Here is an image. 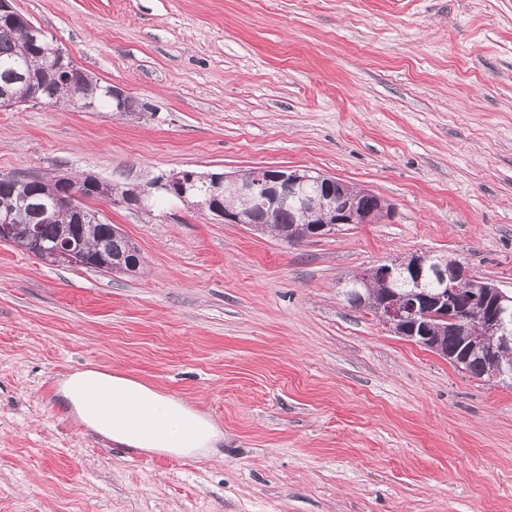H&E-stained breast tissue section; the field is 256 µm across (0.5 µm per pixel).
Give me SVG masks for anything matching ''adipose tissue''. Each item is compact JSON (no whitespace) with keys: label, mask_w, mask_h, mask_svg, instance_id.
Segmentation results:
<instances>
[{"label":"adipose tissue","mask_w":512,"mask_h":512,"mask_svg":"<svg viewBox=\"0 0 512 512\" xmlns=\"http://www.w3.org/2000/svg\"><path fill=\"white\" fill-rule=\"evenodd\" d=\"M96 402H88L89 391ZM58 392L76 421L112 441L147 451L205 457L222 439L211 419L175 398L138 380L97 369L64 374Z\"/></svg>","instance_id":"adipose-tissue-1"}]
</instances>
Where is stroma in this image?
<instances>
[{"mask_svg":"<svg viewBox=\"0 0 512 512\" xmlns=\"http://www.w3.org/2000/svg\"><path fill=\"white\" fill-rule=\"evenodd\" d=\"M119 114L0 108V175L147 189L94 202L134 275L0 241V512H512V386L346 301L446 254L512 291V0H12ZM309 170L389 206L301 242L153 191L182 170ZM119 373L224 432L204 458L112 443L60 374Z\"/></svg>","mask_w":512,"mask_h":512,"instance_id":"1","label":"stroma"}]
</instances>
